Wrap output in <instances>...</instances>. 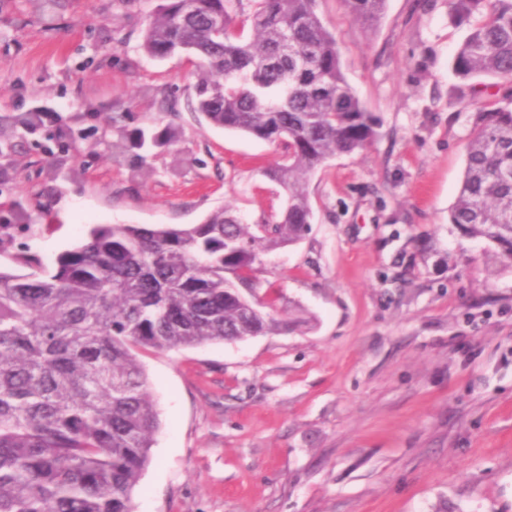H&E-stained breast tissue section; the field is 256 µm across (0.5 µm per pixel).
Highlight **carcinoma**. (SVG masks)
Listing matches in <instances>:
<instances>
[{"instance_id":"carcinoma-1","label":"carcinoma","mask_w":512,"mask_h":512,"mask_svg":"<svg viewBox=\"0 0 512 512\" xmlns=\"http://www.w3.org/2000/svg\"><path fill=\"white\" fill-rule=\"evenodd\" d=\"M155 0L140 50L198 67L194 111L213 125L275 145L266 170L286 196L265 232L231 209L204 222L148 228L99 224L46 272L0 271V512H133L132 497L160 427L140 351L242 340L297 320L259 296L257 257L311 229V175L365 149L376 122L348 85L336 37L315 0ZM371 26L387 0H344ZM469 34L452 69L502 89L474 112L460 190L448 223L512 262V0H448ZM43 125L39 112L0 115L12 138ZM179 138L168 126L120 130L113 155L135 168Z\"/></svg>"}]
</instances>
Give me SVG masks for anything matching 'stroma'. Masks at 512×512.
Here are the masks:
<instances>
[{
  "mask_svg": "<svg viewBox=\"0 0 512 512\" xmlns=\"http://www.w3.org/2000/svg\"><path fill=\"white\" fill-rule=\"evenodd\" d=\"M317 13L377 127L311 177L306 237L264 257L278 317L310 324L141 354L160 429L134 510L512 512V267L448 222L481 104L451 69L468 30L448 0H388L371 28L343 0ZM146 17L0 0V115L45 118L0 158V271L51 266L95 224L280 210L276 147L191 110L185 59L140 51ZM112 113L180 139L133 173Z\"/></svg>",
  "mask_w": 512,
  "mask_h": 512,
  "instance_id": "stroma-1",
  "label": "stroma"
}]
</instances>
